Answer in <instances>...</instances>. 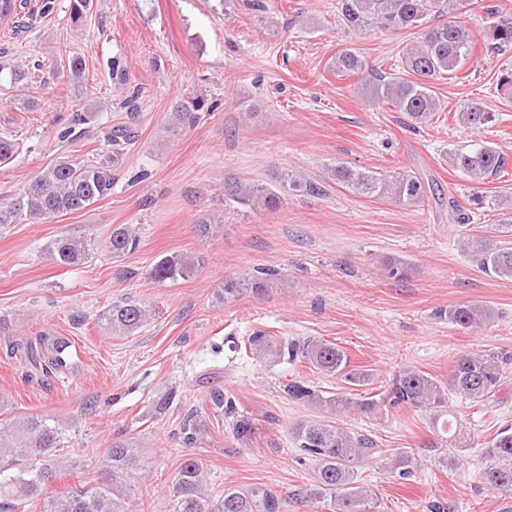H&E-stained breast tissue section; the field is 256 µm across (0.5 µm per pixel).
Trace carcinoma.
I'll return each instance as SVG.
<instances>
[{"label":"carcinoma","instance_id":"carcinoma-1","mask_svg":"<svg viewBox=\"0 0 512 512\" xmlns=\"http://www.w3.org/2000/svg\"><path fill=\"white\" fill-rule=\"evenodd\" d=\"M473 0H337L343 23L357 31L414 30L416 44L403 51L402 75L375 78L369 85L370 97L382 100L404 114L412 125L430 121L440 109L433 81L461 69L474 50V41L465 26L450 16L469 11ZM487 13L497 16L489 26L486 49L494 53L512 50V15H499L494 6ZM336 73L350 76L362 68L353 51L343 49L333 61ZM205 102L199 98L184 100L174 106L173 128L193 126ZM491 115L480 107L464 105L458 111L463 125L478 129L490 121ZM110 147L102 160L77 165L67 157H59L33 179L25 183L14 202L0 208V225L12 224L22 216L33 220L75 214L112 194V167L120 161L133 138L129 128L109 127L102 131ZM452 167L473 182L507 175L508 159L497 148L476 144L450 154ZM337 183L367 197L391 196L406 207H417L426 200L424 182L411 174L390 179L367 170L338 165L332 170ZM313 193L316 186L289 180L288 174L278 177L273 185L243 183L232 177L224 180L225 202L251 210L275 211L283 205L288 190ZM140 243L132 224H119L105 242L114 258L134 252ZM480 269L500 278L512 279V248L491 247L480 238L467 243ZM50 258L61 266H77L94 254V243L73 236H61L45 248ZM196 260L185 253L160 258L149 275L158 282L187 279L195 275ZM271 268H258L249 277H228L224 280L221 298L234 301L248 291L260 292L277 279ZM448 323L465 328H480L489 323L492 312L484 305L458 303L440 312ZM146 308L128 299L112 305L103 316L104 329L113 333L132 334L146 322ZM68 343L57 336L42 334L35 339L10 340L6 344L10 357H18L41 370L44 377H53L67 368L64 353ZM264 361L303 365L309 370L340 380L346 387H363L373 382L370 370L352 364L348 352L340 345L317 337L285 338L256 329L240 349ZM512 355L495 351L469 352L460 355L453 365L448 384L415 366H407L393 375L389 390L382 398L373 396L356 400L347 391L325 396L303 378H294L284 386L289 398L325 409L335 416L351 410L380 415L387 407H409L429 414L430 428L443 438L452 433L453 421L448 413V392L470 402H483L495 396L505 383ZM209 402L231 418V434L241 447H249L258 434L254 418L237 411L235 401L216 390ZM68 426L48 417L11 418L0 403V465L17 469L18 473L0 479V512H15L19 506L41 502L40 512H127L126 496L132 482L143 470V458L134 438L112 444L102 466L101 483L94 489L75 488L55 492L52 486L65 467L77 468L60 454ZM204 432L203 414L188 412L181 435L185 448L196 447ZM291 435L300 451L314 461L313 483L306 489L286 497L263 486L229 487L224 496L215 499L206 493V479L200 461L187 457L181 464L172 486L173 512H288L289 502H304L310 507L329 504L331 512H373L372 490L358 485L360 464L382 455L377 442L368 434L344 426L340 422L303 420L293 425ZM482 479L493 491L512 492V429L506 427L487 442Z\"/></svg>","mask_w":512,"mask_h":512}]
</instances>
